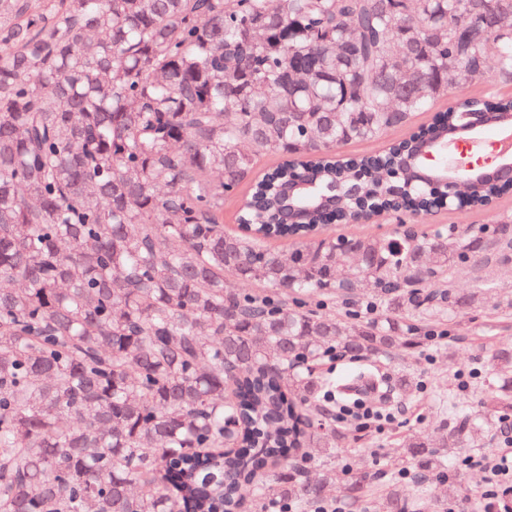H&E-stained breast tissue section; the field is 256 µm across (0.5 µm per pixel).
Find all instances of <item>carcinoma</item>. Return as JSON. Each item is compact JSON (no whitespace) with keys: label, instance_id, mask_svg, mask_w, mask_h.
Instances as JSON below:
<instances>
[{"label":"carcinoma","instance_id":"obj_1","mask_svg":"<svg viewBox=\"0 0 512 512\" xmlns=\"http://www.w3.org/2000/svg\"><path fill=\"white\" fill-rule=\"evenodd\" d=\"M512 82V0H0V512H256L322 499L337 447L318 362L411 343L424 288L500 223L334 237L224 232L288 159L417 117L489 70ZM277 163L255 172L259 158ZM291 240L285 256L267 242ZM231 275L266 293L224 288ZM371 297L343 320L316 297ZM512 367V352L487 358ZM501 423L512 398L489 401ZM407 442L424 476L483 436Z\"/></svg>","mask_w":512,"mask_h":512}]
</instances>
